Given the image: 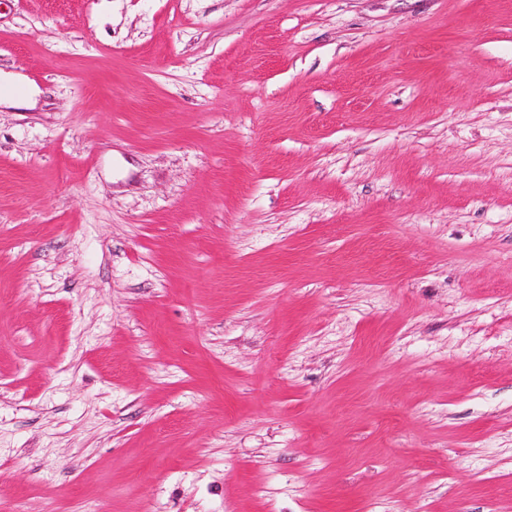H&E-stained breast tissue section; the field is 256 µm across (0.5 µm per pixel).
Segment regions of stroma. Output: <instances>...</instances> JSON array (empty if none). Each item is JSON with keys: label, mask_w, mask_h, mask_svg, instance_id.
Wrapping results in <instances>:
<instances>
[{"label": "stroma", "mask_w": 512, "mask_h": 512, "mask_svg": "<svg viewBox=\"0 0 512 512\" xmlns=\"http://www.w3.org/2000/svg\"><path fill=\"white\" fill-rule=\"evenodd\" d=\"M0 512H512V0H0Z\"/></svg>", "instance_id": "obj_1"}]
</instances>
